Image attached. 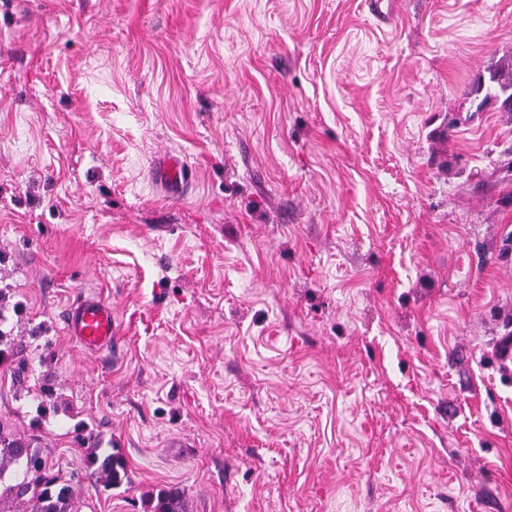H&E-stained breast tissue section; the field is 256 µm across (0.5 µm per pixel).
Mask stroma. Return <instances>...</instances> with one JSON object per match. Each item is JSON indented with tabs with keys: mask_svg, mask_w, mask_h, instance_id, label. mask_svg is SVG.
Masks as SVG:
<instances>
[{
	"mask_svg": "<svg viewBox=\"0 0 512 512\" xmlns=\"http://www.w3.org/2000/svg\"><path fill=\"white\" fill-rule=\"evenodd\" d=\"M495 73L512 0H0V427L78 512H512ZM490 80L491 82H496L497 87L491 85L486 86L484 83L478 82L471 91V94L474 95L475 100H478L482 96L478 105L482 106L492 97L499 98L500 96H505L503 100L505 105H508V100L512 102V81L508 80L502 82L495 75L491 76ZM509 90L510 93H508ZM151 178L160 186L182 187L189 176L186 162L177 155H170L163 165L151 170ZM64 332L91 354L112 351L119 341V325L112 303L93 294H82L67 311ZM149 512H188L184 493L176 487L160 490L156 498L151 496L145 503Z\"/></svg>",
	"mask_w": 512,
	"mask_h": 512,
	"instance_id": "1",
	"label": "stroma"
}]
</instances>
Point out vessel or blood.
<instances>
[{
  "label": "vessel or blood",
  "instance_id": "b4317fda",
  "mask_svg": "<svg viewBox=\"0 0 512 512\" xmlns=\"http://www.w3.org/2000/svg\"><path fill=\"white\" fill-rule=\"evenodd\" d=\"M189 176L185 161L176 155L168 156L162 165L151 170L152 179L159 185L184 186ZM64 332L85 351L101 354L119 341V327L108 300L93 295H81L67 311Z\"/></svg>",
  "mask_w": 512,
  "mask_h": 512
}]
</instances>
